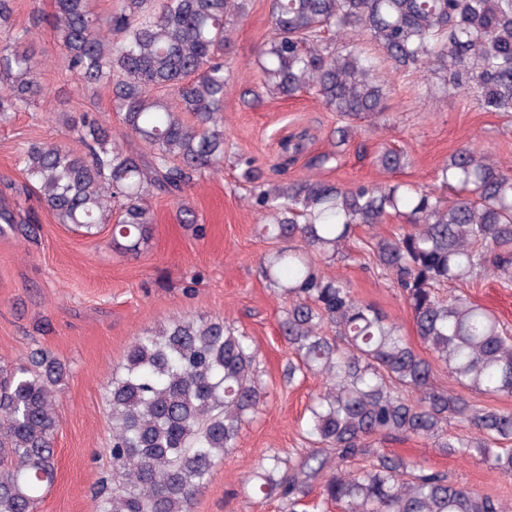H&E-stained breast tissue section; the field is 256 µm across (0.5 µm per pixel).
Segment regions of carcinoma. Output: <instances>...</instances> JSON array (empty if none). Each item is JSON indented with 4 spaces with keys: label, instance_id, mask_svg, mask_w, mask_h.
Wrapping results in <instances>:
<instances>
[{
    "label": "carcinoma",
    "instance_id": "1",
    "mask_svg": "<svg viewBox=\"0 0 512 512\" xmlns=\"http://www.w3.org/2000/svg\"><path fill=\"white\" fill-rule=\"evenodd\" d=\"M249 0H54V10L17 23V0H0V123L43 95L36 30L50 28L81 91L105 90L125 131L112 139L96 111L74 113L75 145L44 140L19 151L28 186L60 224L95 237L112 225L114 251L136 255L152 238L147 199L180 201L194 176L224 165V46L228 19ZM357 34L395 71L428 70L473 95L486 112L512 114V0H272L260 49L269 95L314 94L348 124L388 110L380 63L326 38ZM385 170L406 163L388 149ZM251 207L283 246L261 262L288 300L280 331L293 351L284 377H322L304 433L315 448L271 450L246 482L288 512L311 493L338 512H508L481 494L375 447L380 437L430 441L512 474V412L484 398L512 396V328L463 294L439 289L486 276L512 288V168L476 147L457 149L438 170L452 197L406 184L342 186L311 179L272 182L241 160ZM395 217L404 225L362 247L409 308L420 355L402 326L354 294L322 264L349 256L359 227ZM448 371L470 399L438 384ZM68 374L48 353L0 360V512H36L56 475L55 402ZM266 392L249 336L205 317L145 329L108 387L112 471L95 512H191L242 425Z\"/></svg>",
    "mask_w": 512,
    "mask_h": 512
}]
</instances>
